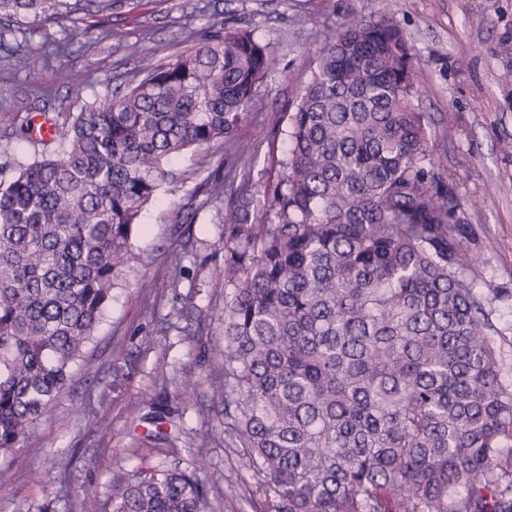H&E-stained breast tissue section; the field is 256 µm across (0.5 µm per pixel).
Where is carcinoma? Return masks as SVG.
Instances as JSON below:
<instances>
[{
	"label": "carcinoma",
	"mask_w": 512,
	"mask_h": 512,
	"mask_svg": "<svg viewBox=\"0 0 512 512\" xmlns=\"http://www.w3.org/2000/svg\"><path fill=\"white\" fill-rule=\"evenodd\" d=\"M112 0H0L20 18ZM273 58L216 26L126 92L51 118L62 149L0 178V455L34 445L94 341L167 163L234 144ZM412 49L355 18L316 57L276 182L224 209V443L256 512H512V382L479 256L430 150ZM198 455L113 474L83 512H220Z\"/></svg>",
	"instance_id": "cac0c4a2"
}]
</instances>
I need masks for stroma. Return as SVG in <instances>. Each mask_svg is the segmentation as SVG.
<instances>
[{
	"instance_id": "35a3bbf8",
	"label": "stroma",
	"mask_w": 512,
	"mask_h": 512,
	"mask_svg": "<svg viewBox=\"0 0 512 512\" xmlns=\"http://www.w3.org/2000/svg\"><path fill=\"white\" fill-rule=\"evenodd\" d=\"M357 17L392 19L411 44L423 76L413 104L429 117L432 154L462 203L458 214L481 255L477 272L490 287L512 290V0H117L91 28L80 20H19L16 42L38 62L14 69L0 48V131L22 125L43 103L76 112L123 90L141 58L174 59L218 22L255 30L274 66L233 151L215 142L170 163L177 181L161 187L132 239L144 264L113 288L60 404L91 415L68 423L43 418L36 447L0 456V512H78L85 494L105 498L114 472L139 466L135 437L159 432L175 438L180 462L201 452L209 481L224 492L223 512H254L237 458L224 448V418L207 383L221 367L212 345L224 302L213 283L224 268L217 242L225 202L201 184L233 171L249 172L245 191L276 179L288 115L312 61ZM104 27L124 30L125 40L102 39L95 55H85V40ZM58 146L0 138V176ZM176 254L184 275L173 288L167 271ZM187 303L196 308L190 322L176 316ZM164 318L170 327L161 335L155 328ZM116 365L125 381L113 393ZM187 379L196 381L194 390H183Z\"/></svg>"
}]
</instances>
